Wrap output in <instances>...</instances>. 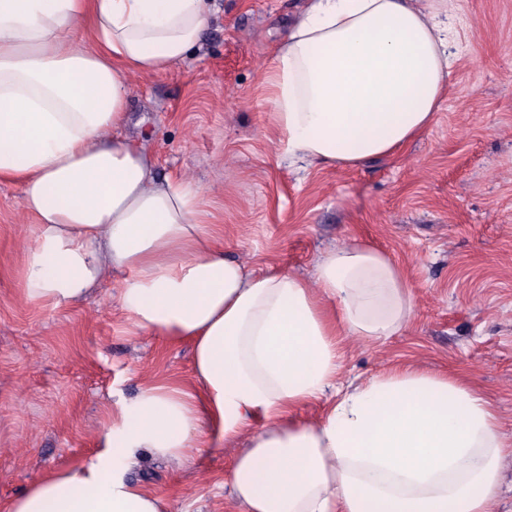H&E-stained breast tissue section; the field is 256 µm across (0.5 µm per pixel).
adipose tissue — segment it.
Returning <instances> with one entry per match:
<instances>
[{"label": "adipose tissue", "mask_w": 512, "mask_h": 512, "mask_svg": "<svg viewBox=\"0 0 512 512\" xmlns=\"http://www.w3.org/2000/svg\"><path fill=\"white\" fill-rule=\"evenodd\" d=\"M447 9L307 0L274 56L284 155L359 166L428 130L452 74ZM207 23L203 0H0V181L35 221L25 295L71 304L122 273L134 328L189 344L203 390L146 386L110 417L106 448L0 512H169L128 472L146 456L187 463L209 430L249 438L228 474L236 512H488L512 454L490 399L410 367L339 382L346 339L378 344L413 317L395 261L353 242L308 279L256 272L225 256L200 188L158 176L124 136L129 75L177 65ZM321 398L318 419L294 417Z\"/></svg>", "instance_id": "adipose-tissue-1"}]
</instances>
